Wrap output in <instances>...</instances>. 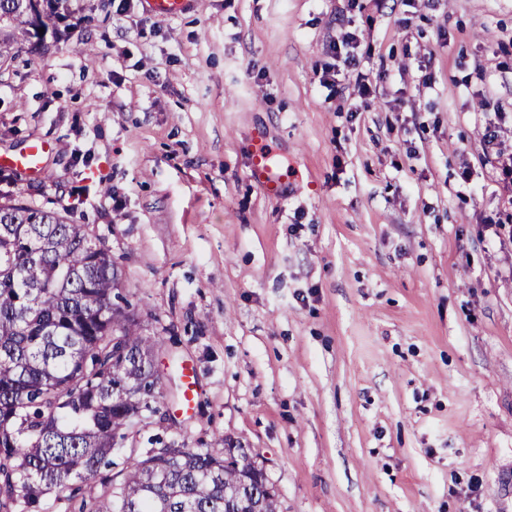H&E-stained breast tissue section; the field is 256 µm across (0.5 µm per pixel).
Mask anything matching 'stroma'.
I'll return each instance as SVG.
<instances>
[{"mask_svg": "<svg viewBox=\"0 0 512 512\" xmlns=\"http://www.w3.org/2000/svg\"><path fill=\"white\" fill-rule=\"evenodd\" d=\"M346 32L366 110L319 83ZM36 140L45 177L0 167V201L86 225L160 339L116 460L231 440L280 512H512V237L484 223L512 214L485 163L512 159V0H68L0 67V154ZM264 146L260 145L251 154V176L267 194L278 195L282 190V183L276 171V154Z\"/></svg>", "mask_w": 512, "mask_h": 512, "instance_id": "stroma-1", "label": "stroma"}]
</instances>
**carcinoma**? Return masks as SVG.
I'll return each mask as SVG.
<instances>
[{
  "label": "carcinoma",
  "mask_w": 512,
  "mask_h": 512,
  "mask_svg": "<svg viewBox=\"0 0 512 512\" xmlns=\"http://www.w3.org/2000/svg\"><path fill=\"white\" fill-rule=\"evenodd\" d=\"M66 0H0V68ZM104 243L54 210L0 203V512H46L112 466L156 398L153 356ZM261 474L210 448L128 456L91 512H278Z\"/></svg>",
  "instance_id": "1"
}]
</instances>
